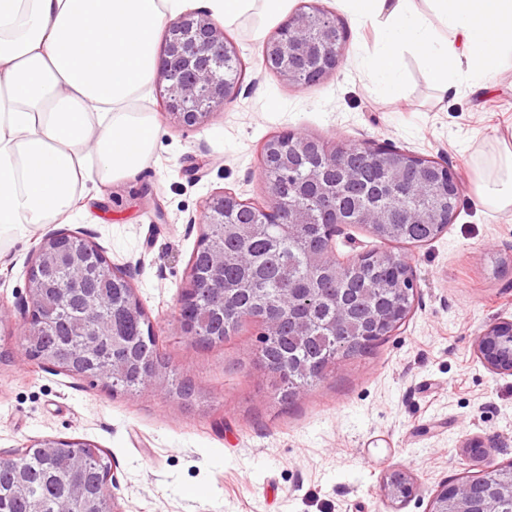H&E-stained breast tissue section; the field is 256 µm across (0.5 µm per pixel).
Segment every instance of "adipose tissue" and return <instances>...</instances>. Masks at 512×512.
Wrapping results in <instances>:
<instances>
[{
    "label": "adipose tissue",
    "mask_w": 512,
    "mask_h": 512,
    "mask_svg": "<svg viewBox=\"0 0 512 512\" xmlns=\"http://www.w3.org/2000/svg\"><path fill=\"white\" fill-rule=\"evenodd\" d=\"M190 0H0V239L52 224L71 209L87 151L101 180L131 176L152 151L151 118L126 105L155 71L158 29ZM290 0H203L225 22L272 20ZM378 31L362 67L400 79L397 50L425 62L448 92L512 63V0H342Z\"/></svg>",
    "instance_id": "adipose-tissue-1"
}]
</instances>
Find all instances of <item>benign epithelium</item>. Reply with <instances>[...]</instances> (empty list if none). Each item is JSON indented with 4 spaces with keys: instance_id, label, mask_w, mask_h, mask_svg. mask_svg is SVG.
I'll use <instances>...</instances> for the list:
<instances>
[{
    "instance_id": "1",
    "label": "benign epithelium",
    "mask_w": 512,
    "mask_h": 512,
    "mask_svg": "<svg viewBox=\"0 0 512 512\" xmlns=\"http://www.w3.org/2000/svg\"><path fill=\"white\" fill-rule=\"evenodd\" d=\"M337 31L338 23L319 7L309 4L297 9L267 38L263 48L264 65L289 83L307 86L316 84L336 71L341 50L325 51L324 62L314 69L303 68L300 59L322 46L336 45ZM234 57V45L224 36V29L208 14L188 12L172 19L166 27L157 66L160 79L166 82L162 96L164 111L187 128L206 124L211 114L224 110V105L236 98L239 81L224 77V62ZM360 147L369 159L387 171L390 183L412 180L418 196H426L435 189L443 193L452 192L461 186L460 174L446 163L413 152L394 150L373 141L362 142ZM347 151L348 146L341 145L337 151L331 152L327 143L307 134L298 136L294 132H284L269 137L262 145L260 161L261 172L269 185L270 205L253 211V227L261 230L267 224H306L309 222L310 210L314 209L322 217V222L330 225L331 234H336V196L321 180L320 170L314 168L307 172L303 180L295 183V192L288 194L280 186L278 168L312 152L322 154L334 162L336 155H344ZM244 204L245 201L233 193L216 192L206 198L199 224H222ZM452 218L451 211L440 217L433 211L420 208L411 198L392 196L384 206L359 209L353 223L367 227L404 221L447 225ZM77 241L84 246V251L97 257L101 282L108 284L114 277L124 279L128 310L137 314L143 312L127 276L107 258L98 244L74 232L59 230L42 238L28 268L27 295L19 304L23 318L22 336L41 335L55 321L52 312L66 308L72 297L82 289L85 266L80 257L73 255L71 249V244ZM196 250L205 253L211 266L220 271L224 270V263L230 257L241 265L251 261L245 244H240L229 255L224 252V246L215 244L205 230L201 231ZM383 261L400 269L404 284L415 286L413 259L410 255L389 252L383 256ZM48 267L65 269L66 280L62 286L46 287L42 272ZM200 291L194 271L191 270L179 306L191 304ZM48 297L52 300L49 308L44 306ZM333 299L336 301V319L328 326V330L334 335L347 324L348 310L338 295H333ZM296 307V297L290 292L286 305L272 315L259 318L262 325L259 341L267 343L272 340L284 324L293 329L308 327L305 319L295 315ZM410 310L408 306L400 312L376 315L374 321L383 324L385 335L389 336L406 320ZM80 322L84 330L83 344L88 349L95 348L105 336L123 335L119 324L101 312L92 295L86 299ZM475 350L478 358L491 372L512 374V320L488 325L478 336ZM54 356L57 368L73 376H81L70 353L60 349ZM143 379L146 387L165 388L164 371L152 362L146 365ZM62 443L77 449L84 447L85 441L71 437H47L31 444V447L49 450ZM490 474L491 470L487 469L479 476L442 485L432 497L429 512H485L486 495L491 492L512 499V484L492 490L483 486ZM115 484V475L109 470L103 471L100 480L102 507L91 508L87 512H113L112 487Z\"/></svg>"
}]
</instances>
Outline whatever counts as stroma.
<instances>
[{
	"instance_id": "stroma-1",
	"label": "stroma",
	"mask_w": 512,
	"mask_h": 512,
	"mask_svg": "<svg viewBox=\"0 0 512 512\" xmlns=\"http://www.w3.org/2000/svg\"><path fill=\"white\" fill-rule=\"evenodd\" d=\"M343 24L336 71L294 86L264 68L265 36L244 18L225 26L244 65L240 91L201 129L163 112L161 80L137 99L156 140L134 176L101 182L87 160L64 229L99 244L128 277L175 378L195 394L111 393L94 378L28 361L20 316L0 325V452L45 437H80L107 451L119 512H428L444 482L512 461V375L489 371L474 348L492 322L512 320V212L483 194L512 149V66L490 81L467 77L440 93L423 63L402 53L399 86L386 90L360 65L376 34L340 0H318ZM298 131L329 144L373 140L448 162L463 179L457 213L428 243H391L410 254L417 294L407 320L369 352L347 360L303 395L281 402L244 323L224 344L173 330L205 199L231 192L263 205L258 162L271 135ZM206 161L194 179L192 166ZM45 224L0 243V304L15 308ZM487 444L474 456L468 444ZM414 492L387 499L388 471Z\"/></svg>"
}]
</instances>
